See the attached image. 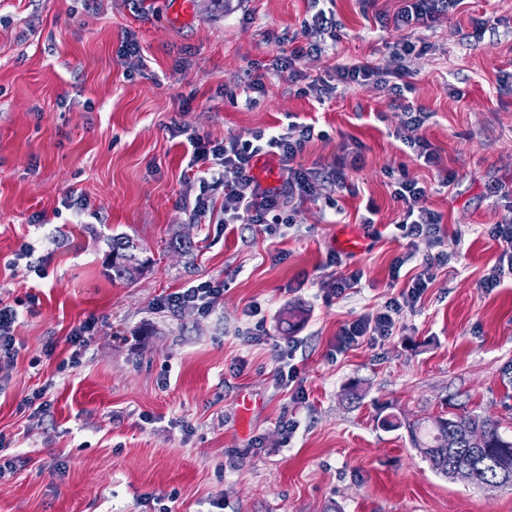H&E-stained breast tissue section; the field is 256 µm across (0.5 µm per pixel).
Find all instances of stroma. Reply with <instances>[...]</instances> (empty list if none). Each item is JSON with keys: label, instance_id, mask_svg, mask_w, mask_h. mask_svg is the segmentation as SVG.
Masks as SVG:
<instances>
[{"label": "stroma", "instance_id": "1", "mask_svg": "<svg viewBox=\"0 0 512 512\" xmlns=\"http://www.w3.org/2000/svg\"><path fill=\"white\" fill-rule=\"evenodd\" d=\"M0 0V301L18 306V355L0 363V512H512V486L437 474L406 422L478 413L512 436V271L483 279L508 212L489 196L512 178V0H463L433 27L395 26L400 0H330L335 51L309 75L385 62L412 41L406 102L439 156L396 138L408 118L385 86L338 87L325 103L270 64L304 44L311 0ZM140 46L121 60L126 31ZM264 66V90L248 82ZM318 136L299 158L346 185L304 200L290 224L195 220L188 135L251 139L289 118ZM425 187L439 241L397 229L393 186ZM126 235L152 263L112 280ZM191 241L190 252L171 249ZM444 253L392 336L339 347L342 325L384 310L424 259ZM359 273L339 298L324 281ZM202 281L222 285L208 316L154 309ZM304 311L288 327L287 308ZM94 321L82 351L73 328ZM299 344V389L276 381ZM44 391L41 411L28 400ZM398 416L402 429L378 420Z\"/></svg>", "mask_w": 512, "mask_h": 512}]
</instances>
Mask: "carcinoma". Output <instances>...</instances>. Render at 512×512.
Here are the masks:
<instances>
[{
  "mask_svg": "<svg viewBox=\"0 0 512 512\" xmlns=\"http://www.w3.org/2000/svg\"><path fill=\"white\" fill-rule=\"evenodd\" d=\"M142 248L127 236L115 235L110 243L109 270L112 280L132 282L149 259L140 258ZM387 430L406 428L412 446L439 474L452 478L462 467L471 469L476 485H512V438L504 436L497 420L479 414L439 415L406 424L381 420ZM481 431L485 446L474 448L468 432Z\"/></svg>",
  "mask_w": 512,
  "mask_h": 512,
  "instance_id": "obj_1",
  "label": "carcinoma"
}]
</instances>
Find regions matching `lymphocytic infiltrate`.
<instances>
[{
  "label": "lymphocytic infiltrate",
  "instance_id": "obj_1",
  "mask_svg": "<svg viewBox=\"0 0 512 512\" xmlns=\"http://www.w3.org/2000/svg\"><path fill=\"white\" fill-rule=\"evenodd\" d=\"M461 0H402V6L395 14L396 26L429 27L441 15L449 13ZM305 44L294 48L281 49L272 66L288 73L292 80L305 81V91L318 101H325L335 92L337 85L366 86L382 85L388 79H403L407 75L404 61L416 50L414 42L406 41L393 45L386 65L370 63L336 67L333 73L305 78L298 69V62L306 55L329 50L336 40L337 23L333 11L318 9L310 21L303 25ZM314 134V128L297 122H289L286 129L268 134L257 132L252 139L241 141L227 139L214 142L208 138L193 135L188 139L192 149L189 167L200 186L191 212L197 219H205L213 209L212 191H224V221L228 224H288L291 216L285 209L293 201L316 196L321 179L318 172L303 168L297 158L304 151ZM270 155L276 157L284 174L281 184L271 189L261 188L252 174L255 157ZM393 197L403 207L401 227L412 237L436 238L441 216L426 203L424 188L416 183L402 180L396 183ZM446 255L439 254L425 260L420 271L391 301L386 311L360 317L343 325L338 340L341 346L358 343L371 336H389L394 331L393 314L401 307L414 306L433 278V268L447 264ZM224 294L221 287L205 281L171 293L156 302L160 311L171 313L186 308L209 315L218 307Z\"/></svg>",
  "mask_w": 512,
  "mask_h": 512
}]
</instances>
